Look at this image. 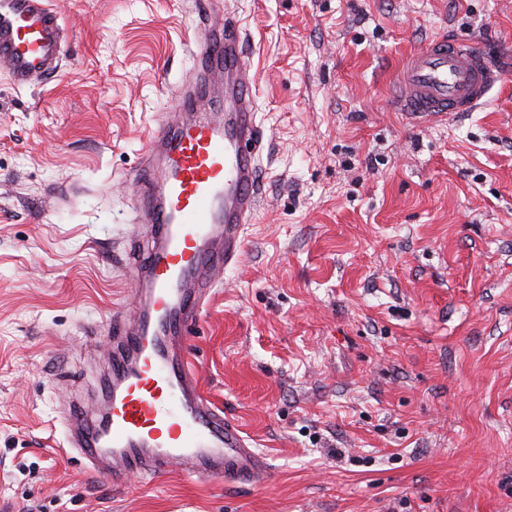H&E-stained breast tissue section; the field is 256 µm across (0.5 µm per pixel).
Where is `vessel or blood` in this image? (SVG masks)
Wrapping results in <instances>:
<instances>
[{
  "label": "vessel or blood",
  "instance_id": "vessel-or-blood-1",
  "mask_svg": "<svg viewBox=\"0 0 512 512\" xmlns=\"http://www.w3.org/2000/svg\"><path fill=\"white\" fill-rule=\"evenodd\" d=\"M63 40L50 0H0V64L16 87L54 79ZM248 41L240 19L212 0L195 39L196 78L173 90L131 172L149 226L126 250L136 313L113 312L96 399L72 402L63 418L78 460L116 485L176 467L228 487L266 473L239 423L203 394L188 343L224 272L240 264L261 205L265 135ZM511 74L469 42L439 36L409 54L393 104L422 118L470 112Z\"/></svg>",
  "mask_w": 512,
  "mask_h": 512
}]
</instances>
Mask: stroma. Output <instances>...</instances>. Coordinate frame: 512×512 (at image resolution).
Segmentation results:
<instances>
[{
	"mask_svg": "<svg viewBox=\"0 0 512 512\" xmlns=\"http://www.w3.org/2000/svg\"><path fill=\"white\" fill-rule=\"evenodd\" d=\"M193 0H52L62 69L0 65V512H512V78L473 112L392 105L405 57H512V0H228L250 31L262 202L190 351L268 463L124 486L62 445L110 349L129 181L193 75Z\"/></svg>",
	"mask_w": 512,
	"mask_h": 512,
	"instance_id": "obj_1",
	"label": "stroma"
}]
</instances>
